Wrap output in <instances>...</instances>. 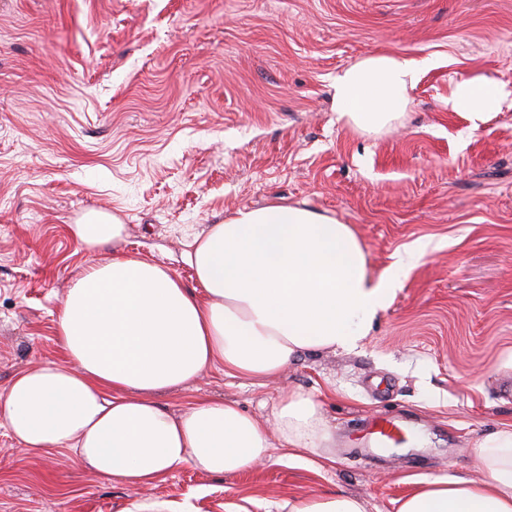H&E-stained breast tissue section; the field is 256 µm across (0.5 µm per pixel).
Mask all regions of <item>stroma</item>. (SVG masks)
I'll return each mask as SVG.
<instances>
[{
    "mask_svg": "<svg viewBox=\"0 0 512 512\" xmlns=\"http://www.w3.org/2000/svg\"><path fill=\"white\" fill-rule=\"evenodd\" d=\"M374 52L417 73L396 125L361 134L333 85ZM474 78L506 94L478 124L449 105ZM272 202L351 225L372 275L397 282L390 304L355 351L261 385L215 367L157 400L178 414L231 399L264 420L303 390L335 465L274 437L247 471L183 467L133 490L0 427V512H281L336 492L396 512L418 481L484 479L474 442L512 426V0H0V395L61 360L57 311L84 267L118 250L194 286V236ZM91 211L124 224L114 247L71 236ZM388 417L408 440L373 447Z\"/></svg>",
    "mask_w": 512,
    "mask_h": 512,
    "instance_id": "1",
    "label": "stroma"
}]
</instances>
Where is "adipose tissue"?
<instances>
[{"label":"adipose tissue","mask_w":512,"mask_h":512,"mask_svg":"<svg viewBox=\"0 0 512 512\" xmlns=\"http://www.w3.org/2000/svg\"><path fill=\"white\" fill-rule=\"evenodd\" d=\"M415 78L411 60L364 56L337 77L336 110L356 131H382L406 112ZM501 101L496 84L469 79L450 105L480 122ZM70 231L96 250L124 226L93 212ZM186 261L192 288L122 251L79 275L57 317L63 360L19 373L0 397V426L22 448L74 451L89 470L140 489L184 466L225 475L263 464L273 434L298 451L331 447L321 404L298 390L266 421L225 400L174 415L155 396L213 367L261 383L302 354L354 349L395 281L373 278L350 225L305 205L229 213L194 238ZM474 448L484 480L422 481L397 512H512V427Z\"/></svg>","instance_id":"ef3b65f1"}]
</instances>
